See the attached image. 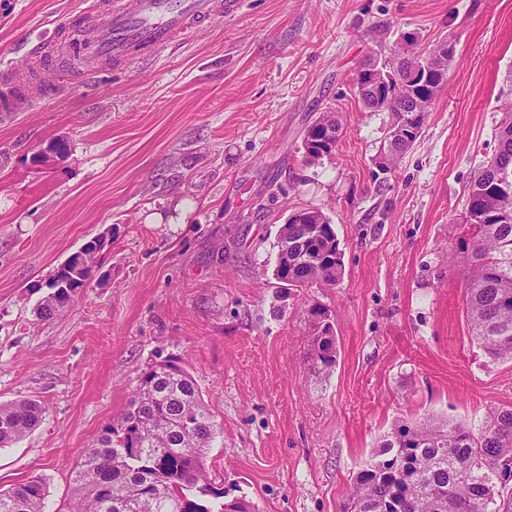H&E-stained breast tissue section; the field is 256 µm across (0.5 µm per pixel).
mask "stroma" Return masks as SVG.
Instances as JSON below:
<instances>
[{
	"label": "stroma",
	"mask_w": 512,
	"mask_h": 512,
	"mask_svg": "<svg viewBox=\"0 0 512 512\" xmlns=\"http://www.w3.org/2000/svg\"><path fill=\"white\" fill-rule=\"evenodd\" d=\"M82 2L0 0V69L24 66L22 45ZM407 33L420 49L448 42L453 58L418 140L384 174L389 115L365 110L353 80ZM70 83L0 113V403L47 409L0 448V491L40 476L60 507L81 451L164 360L213 415L214 486L259 512H340L396 424L478 429L512 405V362L469 336L465 269L448 262L512 101V0H240L153 64ZM326 112L342 135L310 165L304 132ZM62 140L67 154L51 152ZM310 207L334 225L344 275L288 290L273 275L277 237ZM103 234L87 287L39 318L56 269ZM315 305L332 313L329 373L307 357Z\"/></svg>",
	"instance_id": "stroma-1"
}]
</instances>
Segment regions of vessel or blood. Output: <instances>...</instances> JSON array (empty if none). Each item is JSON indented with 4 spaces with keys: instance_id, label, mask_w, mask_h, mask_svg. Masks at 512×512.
Listing matches in <instances>:
<instances>
[{
    "instance_id": "obj_1",
    "label": "vessel or blood",
    "mask_w": 512,
    "mask_h": 512,
    "mask_svg": "<svg viewBox=\"0 0 512 512\" xmlns=\"http://www.w3.org/2000/svg\"><path fill=\"white\" fill-rule=\"evenodd\" d=\"M238 0H97L66 29L28 49L32 64H55L62 73L97 79L104 62L127 66L156 59L180 45L199 22L238 10ZM43 96L24 68L0 72V110L27 112Z\"/></svg>"
}]
</instances>
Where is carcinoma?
I'll return each instance as SVG.
<instances>
[{"label":"carcinoma","instance_id":"cac0c4a2","mask_svg":"<svg viewBox=\"0 0 512 512\" xmlns=\"http://www.w3.org/2000/svg\"><path fill=\"white\" fill-rule=\"evenodd\" d=\"M408 61L387 55L369 59L355 79L359 101L388 112L390 124L411 115ZM422 129L395 141L379 163L392 169ZM319 224H290L297 251L288 263V285L335 286L344 273L339 240L320 210ZM461 224L473 234L453 259L466 270L465 313L470 335L491 360H512V106L499 127L495 153L481 164L467 188ZM92 278L89 268L63 263L49 285L55 294L39 306L43 318L67 309ZM319 347L309 358L329 371L337 361L331 314L313 306ZM46 408L29 400L0 404V448L34 430ZM215 424L195 379L174 360L148 367L124 412L106 424L96 444L84 450L72 478V495L58 512H257L244 499L224 497L212 486L203 458ZM383 459L361 469L342 512H512V406L496 408L479 430L461 421L428 418L395 426L380 442ZM47 484L31 477L0 492V512H48Z\"/></svg>","mask_w":512,"mask_h":512}]
</instances>
